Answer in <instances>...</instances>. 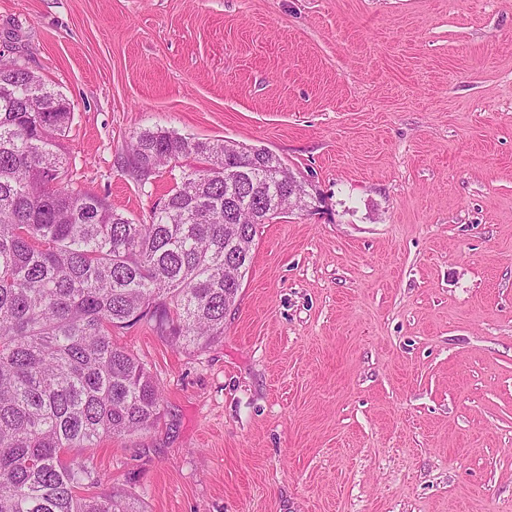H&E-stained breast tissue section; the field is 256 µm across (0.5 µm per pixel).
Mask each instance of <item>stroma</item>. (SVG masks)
I'll return each mask as SVG.
<instances>
[{"label":"stroma","instance_id":"1","mask_svg":"<svg viewBox=\"0 0 512 512\" xmlns=\"http://www.w3.org/2000/svg\"><path fill=\"white\" fill-rule=\"evenodd\" d=\"M0 58L72 104L74 188L146 223L163 127L277 155L314 209L259 227L202 350L117 341L150 430L73 450L146 512H512V0H0Z\"/></svg>","mask_w":512,"mask_h":512}]
</instances>
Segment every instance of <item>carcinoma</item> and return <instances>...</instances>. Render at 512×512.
Returning a JSON list of instances; mask_svg holds the SVG:
<instances>
[{
	"mask_svg": "<svg viewBox=\"0 0 512 512\" xmlns=\"http://www.w3.org/2000/svg\"><path fill=\"white\" fill-rule=\"evenodd\" d=\"M34 82L0 59V512H144L119 490L84 494L94 469L68 458L161 416L159 381L112 334L152 321L186 350L223 338L259 225L305 199L268 150L145 129L128 149L136 180L188 155L208 167L137 224L69 185L70 103Z\"/></svg>",
	"mask_w": 512,
	"mask_h": 512,
	"instance_id": "cac0c4a2",
	"label": "carcinoma"
}]
</instances>
